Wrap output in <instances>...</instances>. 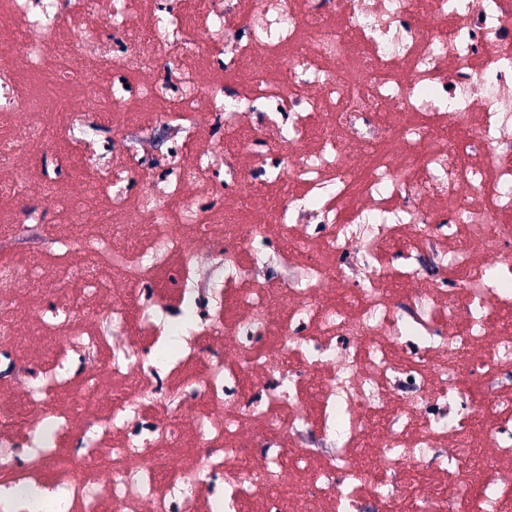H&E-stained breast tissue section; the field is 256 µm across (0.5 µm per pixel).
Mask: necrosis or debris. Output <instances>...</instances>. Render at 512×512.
Masks as SVG:
<instances>
[{
	"label": "necrosis or debris",
	"instance_id": "1",
	"mask_svg": "<svg viewBox=\"0 0 512 512\" xmlns=\"http://www.w3.org/2000/svg\"><path fill=\"white\" fill-rule=\"evenodd\" d=\"M0 16V512H512V0Z\"/></svg>",
	"mask_w": 512,
	"mask_h": 512
}]
</instances>
